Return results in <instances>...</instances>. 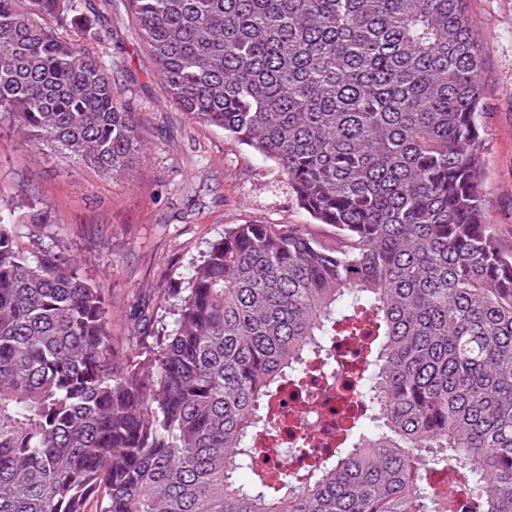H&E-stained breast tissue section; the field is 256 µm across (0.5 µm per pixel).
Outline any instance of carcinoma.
Here are the masks:
<instances>
[{
  "instance_id": "obj_1",
  "label": "carcinoma",
  "mask_w": 512,
  "mask_h": 512,
  "mask_svg": "<svg viewBox=\"0 0 512 512\" xmlns=\"http://www.w3.org/2000/svg\"><path fill=\"white\" fill-rule=\"evenodd\" d=\"M112 2L0 0V118L117 177L148 132L91 48ZM125 2L169 100L330 231L228 227L143 359L106 290L40 248L45 215L0 213V512H454L449 473L473 512H512V251L481 204L466 0ZM365 319L330 459L301 443L300 485L257 470L279 393Z\"/></svg>"
}]
</instances>
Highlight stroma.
<instances>
[{
	"mask_svg": "<svg viewBox=\"0 0 512 512\" xmlns=\"http://www.w3.org/2000/svg\"><path fill=\"white\" fill-rule=\"evenodd\" d=\"M484 47L487 124L482 206L500 247L512 250V0H468ZM114 86L148 130L129 175L109 178L63 155L37 151L0 123V204L28 196L62 232L70 256L109 291L112 334L123 351L172 321L164 309L186 287L210 243L249 220L306 224L295 205L249 198L244 183L268 164L167 98L125 10L103 20Z\"/></svg>",
	"mask_w": 512,
	"mask_h": 512,
	"instance_id": "obj_1",
	"label": "stroma"
}]
</instances>
